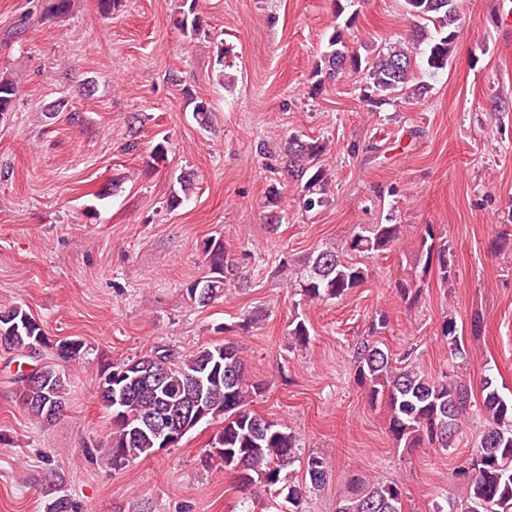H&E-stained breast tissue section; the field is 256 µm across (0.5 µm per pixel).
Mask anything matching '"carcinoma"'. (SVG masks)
<instances>
[{"instance_id": "obj_1", "label": "carcinoma", "mask_w": 512, "mask_h": 512, "mask_svg": "<svg viewBox=\"0 0 512 512\" xmlns=\"http://www.w3.org/2000/svg\"><path fill=\"white\" fill-rule=\"evenodd\" d=\"M457 0H404L407 16L433 24L429 32L423 25L416 29V43L426 69L443 71L453 46L460 36ZM198 0H180L179 20L183 32L195 36L204 29ZM355 17L344 26L333 27L327 39V51L316 64L314 74L334 79L345 72L365 75L364 98L373 106L396 95L418 100L427 93V85L416 81L411 51L390 48L371 61L349 51L348 30ZM16 87L11 79L0 76V120L12 111ZM326 144L290 136L278 154L281 169L300 189L299 200L306 212H317L329 202L331 176L321 163ZM181 193H172L167 206L181 204L194 186V174L177 179ZM269 211L266 224L276 232L284 216L276 203L281 191L277 183L267 191ZM400 225L371 224L355 234L347 249L358 253L390 251L400 240ZM424 270L436 265L442 281L452 279V253L448 241L427 231ZM205 260L212 275L190 283L186 292L195 303L206 306L224 296L227 279L239 273L240 265L222 240H211L205 248ZM366 270L341 260L336 250L322 247L308 256L300 270L297 285L307 303L338 299L366 279ZM381 314L371 324L370 335L355 344L353 381L373 405L383 400L389 410L388 430L396 443L411 448L426 444L447 450L458 445L463 421L472 410L471 388L458 376L433 378L418 365L393 363L391 354L380 347L376 333L388 327ZM0 347L42 360L32 374L19 378V398L28 413L44 424L59 414L47 410L53 404L65 409L69 377L64 365L74 366L86 359L87 346L81 339L43 343L40 353L33 352L38 337L46 335L42 325L19 305L0 308ZM441 337L448 344L451 359L466 361L467 350L458 335L452 317L441 324ZM97 394L110 412L111 432L104 444L103 460L114 471L139 459L153 456L159 448V436L141 427V419L157 413L169 414L170 426L184 422L181 413L202 402L210 411L209 420L222 419V426L209 443L205 459L236 474L241 491L260 488L270 495L275 512H304L305 494L324 486L331 476L327 457L301 451L298 435L287 426L266 419L250 409L253 396L264 386L250 381L239 349L233 342L216 343L183 355L169 349L155 350L136 360L107 364L98 374ZM482 411L486 425L468 458L456 473L461 495L450 510L437 502L433 512H512V396L503 394L494 379L484 376ZM302 471L295 480L294 466ZM404 492L398 480L382 482L350 481L348 496L340 500L336 512H403ZM46 512H77L73 500L59 495L46 505Z\"/></svg>"}]
</instances>
